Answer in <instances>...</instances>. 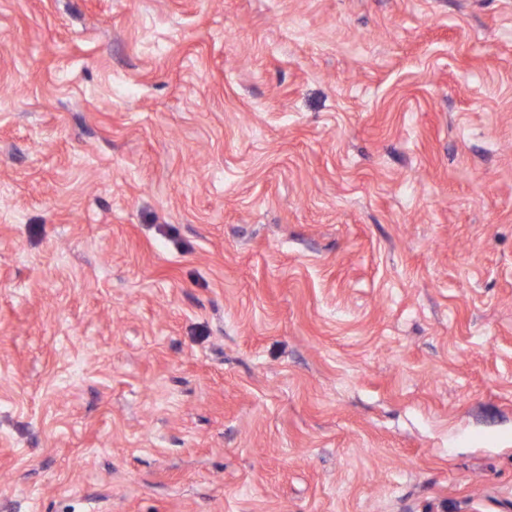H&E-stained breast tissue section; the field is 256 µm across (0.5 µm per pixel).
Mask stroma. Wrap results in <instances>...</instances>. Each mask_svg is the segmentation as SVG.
<instances>
[{
  "label": "stroma",
  "mask_w": 512,
  "mask_h": 512,
  "mask_svg": "<svg viewBox=\"0 0 512 512\" xmlns=\"http://www.w3.org/2000/svg\"><path fill=\"white\" fill-rule=\"evenodd\" d=\"M0 512H512V0H0Z\"/></svg>",
  "instance_id": "obj_1"
}]
</instances>
